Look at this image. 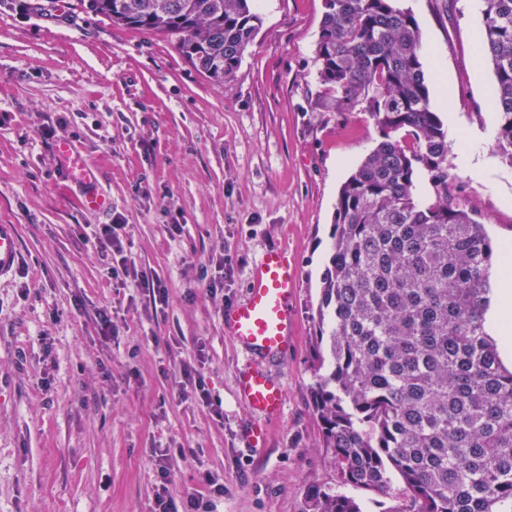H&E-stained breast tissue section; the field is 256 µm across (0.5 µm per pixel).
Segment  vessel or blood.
<instances>
[{
    "label": "vessel or blood",
    "mask_w": 512,
    "mask_h": 512,
    "mask_svg": "<svg viewBox=\"0 0 512 512\" xmlns=\"http://www.w3.org/2000/svg\"><path fill=\"white\" fill-rule=\"evenodd\" d=\"M72 180L90 183L95 175L69 143L57 147ZM22 261L17 225L0 224V281L13 276ZM299 272L286 250L272 247L255 262L245 297L224 309L222 319L233 340L250 356L237 378L241 400L251 409L254 422L245 432L250 447H265L269 430L282 415L285 387L272 378L264 364L284 358L295 334L291 305Z\"/></svg>",
    "instance_id": "1"
}]
</instances>
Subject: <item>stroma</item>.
Returning <instances> with one entry per match:
<instances>
[{
	"label": "stroma",
	"instance_id": "obj_1",
	"mask_svg": "<svg viewBox=\"0 0 512 512\" xmlns=\"http://www.w3.org/2000/svg\"><path fill=\"white\" fill-rule=\"evenodd\" d=\"M17 4L0 0V223L18 225L22 253L0 284V512H151L157 448L171 451L176 501L206 492L210 473L224 484L212 512H301L311 487L336 484L310 402L333 213L380 140L361 109L314 107L322 0H261L263 25L220 89L167 37ZM402 5L419 23L431 104L453 145L451 191L478 210L493 243L512 245V167L492 150L494 73L478 46L484 4ZM48 126L55 138L42 137ZM62 141L96 171L108 212L79 208L83 188L55 152ZM472 147L485 175L461 159ZM115 218L128 264L168 290L156 313L135 283L109 277L111 253L81 237ZM274 246L299 269L296 336L266 366L286 395L256 449L244 438L254 415L236 391L248 357L221 314ZM102 309L116 325L108 340ZM185 361L223 416L182 397Z\"/></svg>",
	"mask_w": 512,
	"mask_h": 512
}]
</instances>
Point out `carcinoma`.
I'll list each match as a JSON object with an SVG mask.
<instances>
[{"label":"carcinoma","instance_id":"cac0c4a2","mask_svg":"<svg viewBox=\"0 0 512 512\" xmlns=\"http://www.w3.org/2000/svg\"><path fill=\"white\" fill-rule=\"evenodd\" d=\"M257 0H76L86 14L168 37L224 86L262 25ZM479 44L495 80V154L512 167V0H484ZM316 42L331 112L360 106L380 141L342 184L320 278L311 401L338 486L397 512H512V371L488 333L504 262L474 207L448 194V129L430 101L422 34L398 0H323ZM425 173L429 197L417 199ZM302 512H362L313 487ZM393 490L396 498L391 500L377 497L371 493L365 491H357L350 487H340L339 491L346 493L350 496L357 498L362 504V510L364 512H384L389 510L390 506H401L404 502L402 495V484L401 482L393 478Z\"/></svg>","mask_w":512,"mask_h":512}]
</instances>
